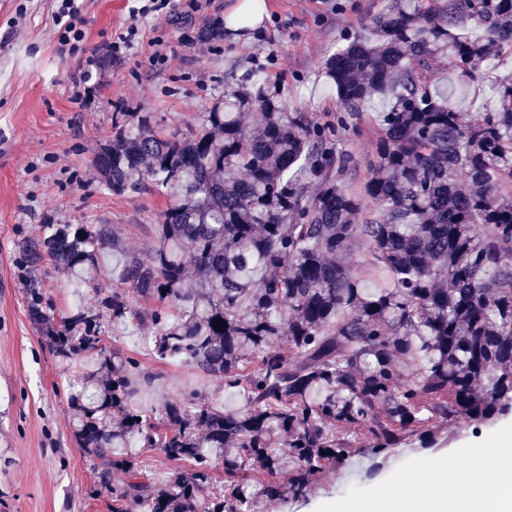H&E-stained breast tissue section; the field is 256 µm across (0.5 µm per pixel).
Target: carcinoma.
I'll list each match as a JSON object with an SVG mask.
<instances>
[{
    "label": "carcinoma",
    "mask_w": 512,
    "mask_h": 512,
    "mask_svg": "<svg viewBox=\"0 0 512 512\" xmlns=\"http://www.w3.org/2000/svg\"><path fill=\"white\" fill-rule=\"evenodd\" d=\"M367 28L325 62L341 112L292 111L254 80L191 133L115 121L95 159L104 189L170 201L147 255L110 224L15 242L28 317L75 367L72 433L104 465L112 512H263L305 498L358 438L375 455L413 436L426 447L442 422L512 411V76L493 84V110L467 119L429 82L436 59L470 79L511 58L512 0H389ZM376 95L388 106L373 160L350 185L357 162L339 145ZM356 241L384 279L374 293L345 261ZM45 260L77 286L105 275L112 287L97 309L60 314L37 274ZM104 319L149 325L155 359L221 381L247 409L202 393L135 409L161 374L108 349ZM133 440L169 463L165 479L126 451Z\"/></svg>",
    "instance_id": "1"
}]
</instances>
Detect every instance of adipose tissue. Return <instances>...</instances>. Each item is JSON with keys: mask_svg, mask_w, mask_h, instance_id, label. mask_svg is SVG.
<instances>
[{"mask_svg": "<svg viewBox=\"0 0 512 512\" xmlns=\"http://www.w3.org/2000/svg\"><path fill=\"white\" fill-rule=\"evenodd\" d=\"M344 512H512V446L484 444L464 472L448 465L410 472Z\"/></svg>", "mask_w": 512, "mask_h": 512, "instance_id": "ef3b65f1", "label": "adipose tissue"}]
</instances>
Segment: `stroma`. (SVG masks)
<instances>
[{
	"label": "stroma",
	"mask_w": 512,
	"mask_h": 512,
	"mask_svg": "<svg viewBox=\"0 0 512 512\" xmlns=\"http://www.w3.org/2000/svg\"><path fill=\"white\" fill-rule=\"evenodd\" d=\"M238 0H200L185 15L184 0H170L167 16L131 18L135 0H85L84 49L61 52L52 23L54 0H0V512H112L110 494H94L95 472L71 433V370L51 351L44 333L27 318L25 282L14 243L42 237L49 224H112L126 244L146 251L165 197L115 196L99 180L94 158L112 141L117 113H150L163 131L195 130L201 113L220 105L225 91L246 83L247 74L281 87L289 109L337 112L341 106L322 70L326 59L361 31L386 0H263L267 19L242 38L224 34L203 42L206 21H224ZM138 23L144 34L125 57L107 61L93 100L77 106L73 95L87 55L100 52L112 34ZM160 33L164 61L149 64L153 33ZM512 74V61L480 67L470 85L459 87L455 105L463 115L494 106L491 84ZM383 109L374 97L362 114L360 132L341 147L366 175L372 132ZM47 294L59 311L75 303L97 308L98 290L74 292L67 274L40 266ZM106 343L161 373V381L139 393L135 406L152 408L192 393L214 395L227 410L245 409L240 394L225 393L220 380L185 363L162 364L149 356L129 329L104 324ZM512 438V412L476 427L456 420L439 428L427 449L408 445L379 461L351 457L339 470L318 476L299 502L276 503L268 512H326L380 491L403 474L429 472L439 461L464 470L478 443Z\"/></svg>",
	"instance_id": "stroma-1"
}]
</instances>
